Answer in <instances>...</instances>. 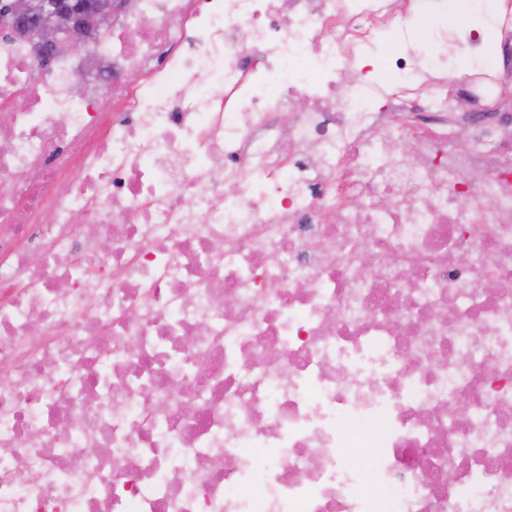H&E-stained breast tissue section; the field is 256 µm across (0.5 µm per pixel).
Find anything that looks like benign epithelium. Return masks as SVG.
<instances>
[{
	"label": "benign epithelium",
	"instance_id": "7a95c632",
	"mask_svg": "<svg viewBox=\"0 0 512 512\" xmlns=\"http://www.w3.org/2000/svg\"><path fill=\"white\" fill-rule=\"evenodd\" d=\"M126 7L124 0H3L0 13L22 34L35 33L39 60L61 51L77 53L98 22Z\"/></svg>",
	"mask_w": 512,
	"mask_h": 512
}]
</instances>
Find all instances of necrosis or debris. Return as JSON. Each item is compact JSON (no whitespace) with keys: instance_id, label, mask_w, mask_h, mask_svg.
I'll return each instance as SVG.
<instances>
[{"instance_id":"necrosis-or-debris-1","label":"necrosis or debris","mask_w":512,"mask_h":512,"mask_svg":"<svg viewBox=\"0 0 512 512\" xmlns=\"http://www.w3.org/2000/svg\"><path fill=\"white\" fill-rule=\"evenodd\" d=\"M134 3L47 71L0 23V512H512L504 72L449 97L397 0Z\"/></svg>"}]
</instances>
